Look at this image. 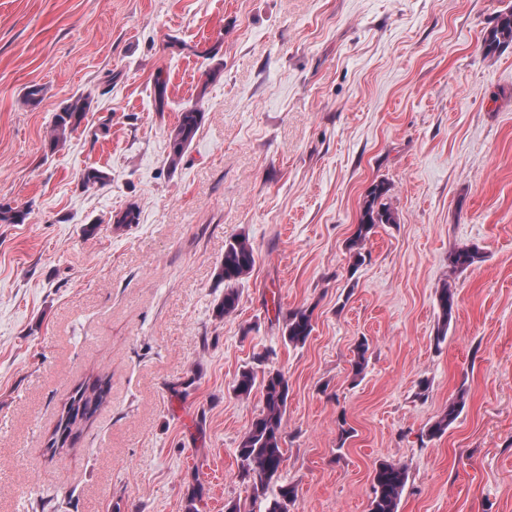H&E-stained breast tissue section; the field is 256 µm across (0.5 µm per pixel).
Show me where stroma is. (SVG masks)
<instances>
[{
	"mask_svg": "<svg viewBox=\"0 0 512 512\" xmlns=\"http://www.w3.org/2000/svg\"><path fill=\"white\" fill-rule=\"evenodd\" d=\"M510 10L0 0V205L27 213L0 224V512H184L197 482L199 512H224L249 494L237 447L262 394L232 386L260 354L289 383L290 512H368L383 461L407 470L398 512H512V46L483 48ZM80 95L85 120L50 147ZM192 104L205 120L173 169L168 134ZM89 167L109 183L83 188ZM380 180L397 221L355 268L348 243ZM131 204L138 223H110ZM242 234L256 264L220 318L216 268ZM465 245L483 260L454 269ZM445 283L457 308L441 340ZM300 308L314 330L295 347L283 323ZM96 375L109 403L50 452ZM90 101L88 97L78 96L65 104L60 112L54 115L50 131V146L56 147L60 142H65L68 135L78 129L89 111ZM462 405L460 401L449 403L446 410L428 427L425 432L426 439L431 441L443 436L458 418L463 407Z\"/></svg>",
	"mask_w": 512,
	"mask_h": 512,
	"instance_id": "obj_1",
	"label": "stroma"
}]
</instances>
